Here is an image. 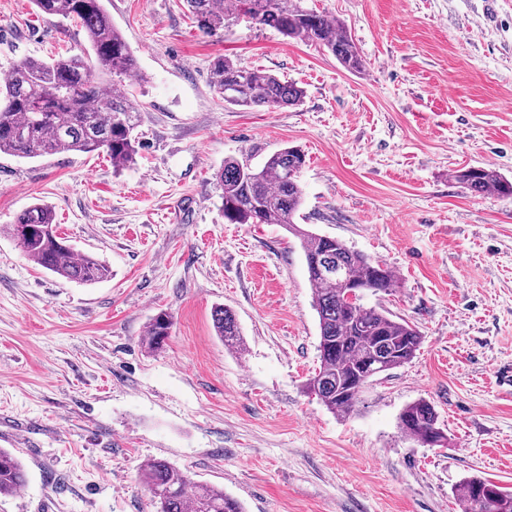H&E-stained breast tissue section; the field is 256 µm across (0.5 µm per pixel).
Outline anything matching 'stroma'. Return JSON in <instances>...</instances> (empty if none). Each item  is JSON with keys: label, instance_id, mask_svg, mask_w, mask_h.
Wrapping results in <instances>:
<instances>
[{"label": "stroma", "instance_id": "obj_1", "mask_svg": "<svg viewBox=\"0 0 512 512\" xmlns=\"http://www.w3.org/2000/svg\"><path fill=\"white\" fill-rule=\"evenodd\" d=\"M339 19L363 61L232 21L202 34L184 0H105L140 71L124 169L100 154H0V225L34 203L104 262L70 281L0 234V448L28 475L0 512H155L151 458L223 488L245 512H462L479 474L512 490V198L472 195L452 170L512 179V0H305ZM74 22L0 0V74L87 47ZM293 80L299 107L243 109L212 89V60ZM304 151V228L388 265L400 286L365 306L414 324V360L373 378L352 414L305 384L319 328L300 241L228 224L215 175ZM237 319L227 350L212 310ZM162 349L142 340L159 311ZM430 400L450 437L429 448L401 411Z\"/></svg>", "mask_w": 512, "mask_h": 512}]
</instances>
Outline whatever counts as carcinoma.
Listing matches in <instances>:
<instances>
[{
  "label": "carcinoma",
  "mask_w": 512,
  "mask_h": 512,
  "mask_svg": "<svg viewBox=\"0 0 512 512\" xmlns=\"http://www.w3.org/2000/svg\"><path fill=\"white\" fill-rule=\"evenodd\" d=\"M47 16L71 19L85 31L96 64L76 54L51 61L27 57L12 65L0 81V154L33 159L62 153L103 151L112 166L134 162L138 110L120 77L139 71L136 56L112 24L104 0H33ZM198 28L211 33L227 22L250 17L287 39L318 45L349 71L362 68L358 49L343 24L333 16L307 8L303 0H186ZM212 87L224 102L253 108L300 105L304 89L274 74L241 66L222 55L211 64ZM114 76L112 80L102 75ZM306 155L295 147L279 150L254 168L235 157L224 159L217 173L224 220L229 224H281L301 241L313 308L319 325V367L306 389L334 414L354 411L359 392L348 386L409 363L420 350L416 326L363 304L351 305L345 284L373 293L398 287L395 272L380 260L330 236L300 227L296 216L304 193L298 174ZM450 177L474 195L512 197V181L495 171L463 167ZM36 265L65 279L94 283L109 269L88 254H76L56 231L52 208L34 204L1 225ZM216 335L224 345L242 349L240 330L231 310L212 312ZM172 317L161 311L148 326L145 346L158 350L170 333ZM399 428L409 439L448 447V434L438 424L431 402L418 399L400 413ZM142 480L158 505L157 512H244L224 489L198 483L166 460L154 458L141 469ZM24 465L0 448V495H12L26 484ZM462 512H512V491L481 476L461 486Z\"/></svg>",
  "instance_id": "1"
}]
</instances>
